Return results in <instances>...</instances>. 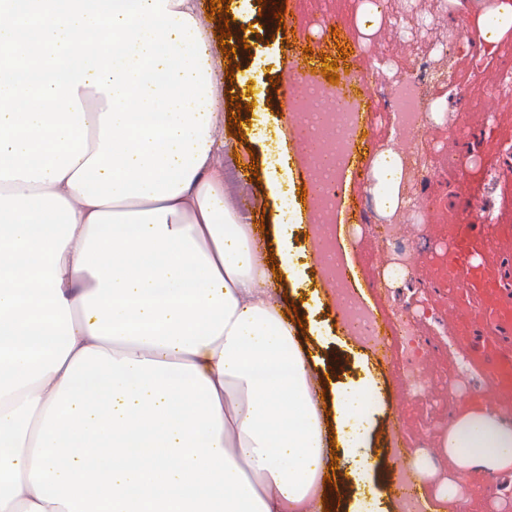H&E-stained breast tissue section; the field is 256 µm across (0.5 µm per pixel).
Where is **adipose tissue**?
Masks as SVG:
<instances>
[{
  "mask_svg": "<svg viewBox=\"0 0 512 512\" xmlns=\"http://www.w3.org/2000/svg\"><path fill=\"white\" fill-rule=\"evenodd\" d=\"M214 67L196 0H0V512H386L379 382L325 422L224 195ZM441 450L512 471V423L462 411Z\"/></svg>",
  "mask_w": 512,
  "mask_h": 512,
  "instance_id": "ef3b65f1",
  "label": "adipose tissue"
}]
</instances>
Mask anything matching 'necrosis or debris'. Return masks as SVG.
<instances>
[{"instance_id": "obj_1", "label": "necrosis or debris", "mask_w": 512, "mask_h": 512, "mask_svg": "<svg viewBox=\"0 0 512 512\" xmlns=\"http://www.w3.org/2000/svg\"><path fill=\"white\" fill-rule=\"evenodd\" d=\"M425 84L424 74L414 69L395 76L388 84L389 110L407 144L406 151L399 154L398 159L400 182L407 185L411 204L397 210V223H371L367 226L369 234L380 242L384 263L389 270L388 278L381 280L379 285L384 295L390 294L392 280L412 274L417 262V251L404 240L401 229L402 223L413 212V203L423 202L421 220L425 223L443 207L442 202L429 201L425 192L429 171L417 161L420 135L429 123L431 112V103L424 94ZM343 88V83H331L321 76L303 77L293 97V116L299 126L320 133L317 149L303 150L301 160L321 188L314 198L312 233L322 262L323 280L332 289L340 312L355 325L357 341L372 352L384 353L388 350V344L377 336L371 311L345 286L344 263L336 250L332 234V226L336 222L337 195L328 191L327 186L338 181L349 168L347 135L360 118L358 101L344 96ZM391 311L393 318L389 326L396 337L403 339L406 344L401 364L405 385L409 394L414 395L425 390L433 377L435 365L416 334L414 318L397 305L392 306Z\"/></svg>"}]
</instances>
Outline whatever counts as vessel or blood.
I'll list each match as a JSON object with an SVG mask.
<instances>
[{"mask_svg": "<svg viewBox=\"0 0 512 512\" xmlns=\"http://www.w3.org/2000/svg\"><path fill=\"white\" fill-rule=\"evenodd\" d=\"M448 256L455 274L449 282L448 312L473 361L492 379L482 401L500 415H512V290L505 288L491 256L493 241L473 226L467 239L449 229Z\"/></svg>", "mask_w": 512, "mask_h": 512, "instance_id": "1", "label": "vessel or blood"}]
</instances>
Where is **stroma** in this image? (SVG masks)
Here are the masks:
<instances>
[{"mask_svg":"<svg viewBox=\"0 0 512 512\" xmlns=\"http://www.w3.org/2000/svg\"><path fill=\"white\" fill-rule=\"evenodd\" d=\"M208 0H198L199 13L212 32L230 29L224 46L214 49L215 79L218 86L229 81L230 68L251 86L255 111L261 112L263 126L255 122L234 125L227 112L216 121L221 147L218 162L233 160L236 167L253 168L254 179L243 181L238 199L252 198L254 205L243 218L247 224H264L269 243H276L279 225L276 213L268 207V169L280 159L268 137L273 127L293 135L288 113L289 100L280 96L290 82L289 60L280 39L264 16V5L257 0H231L228 14L210 13ZM497 0H383L372 7L370 0H287L291 16L292 43L319 48L336 59L345 74H361L375 69L405 70L427 63L429 96L436 107L423 132L427 146L425 161L432 175L428 188L445 207L430 224H413L408 236L421 237L422 251L412 278L396 282L397 303L416 317L419 336L435 359V374L429 388L417 396L402 394L403 377L398 369L399 344H391L387 362H378L366 349L357 357L366 362L383 387L384 412L378 416L370 446L377 461L387 465L401 457L405 467L424 452H438L439 464L423 483L425 512H512V472L486 473L480 469L458 470L448 455L439 453L442 437L471 395L490 390L488 374L474 362H460L463 349L456 339L455 322L448 315V291L434 282L437 265L448 261V225L468 223L470 205L481 202L488 212V234L500 226H512V108L501 107L493 90L496 69L502 56H512V30L504 33L483 65L472 63L467 53L452 61L435 58L427 41L414 37L418 22H426L434 35L455 36L475 27L478 16L490 12ZM233 26H225V18ZM452 77H445V70ZM386 98L371 95L360 120L367 141L361 152L360 176L344 182L342 203L356 217L342 229V239L371 307L376 322L388 321L389 314L380 298L370 292L373 282L385 279L386 267L379 262L380 245L363 230L358 219L374 194L373 162L381 148L392 145L404 151L394 121L386 108ZM458 156L463 165L452 168L449 156ZM300 180L288 186L286 216L291 222L288 239L298 253L310 249L309 207L302 197ZM309 287L294 288L291 278L274 281L273 304L295 310L302 317L309 350H333L336 333V299L322 288L318 269H310ZM457 482L464 502L441 498L440 486Z\"/></svg>","mask_w":512,"mask_h":512,"instance_id":"1","label":"stroma"}]
</instances>
